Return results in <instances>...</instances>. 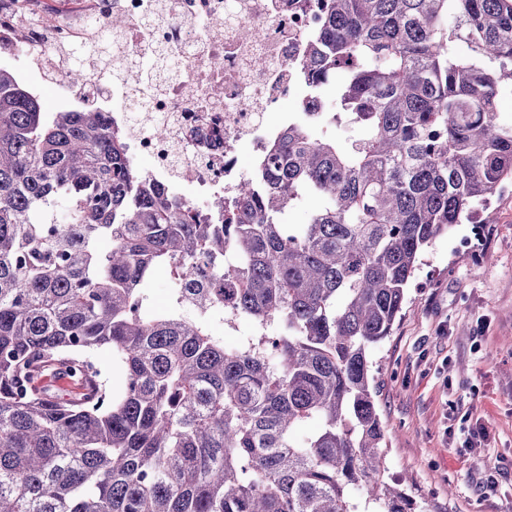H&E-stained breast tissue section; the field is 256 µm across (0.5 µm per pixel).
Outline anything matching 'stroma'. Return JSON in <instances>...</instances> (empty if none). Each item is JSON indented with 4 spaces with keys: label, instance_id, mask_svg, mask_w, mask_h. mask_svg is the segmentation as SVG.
<instances>
[{
    "label": "stroma",
    "instance_id": "obj_1",
    "mask_svg": "<svg viewBox=\"0 0 512 512\" xmlns=\"http://www.w3.org/2000/svg\"><path fill=\"white\" fill-rule=\"evenodd\" d=\"M481 221L477 251L456 247L466 224L427 249L403 318L371 353L386 475L417 512H512V187ZM478 423L480 446L464 447Z\"/></svg>",
    "mask_w": 512,
    "mask_h": 512
}]
</instances>
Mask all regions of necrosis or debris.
<instances>
[{"label":"necrosis or debris","mask_w":512,"mask_h":512,"mask_svg":"<svg viewBox=\"0 0 512 512\" xmlns=\"http://www.w3.org/2000/svg\"><path fill=\"white\" fill-rule=\"evenodd\" d=\"M42 12V0H0V61L47 62L67 104L126 127L130 161L190 204L233 202L239 154L259 160L281 130L266 115L283 100L326 106L296 70L318 24L311 0H87L48 24ZM114 19L112 68L73 85L58 55L89 21Z\"/></svg>","instance_id":"necrosis-or-debris-1"}]
</instances>
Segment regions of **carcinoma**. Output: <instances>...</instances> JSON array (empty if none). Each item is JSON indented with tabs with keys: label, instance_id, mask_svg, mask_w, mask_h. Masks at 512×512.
Here are the masks:
<instances>
[{
	"label": "carcinoma",
	"instance_id": "cac0c4a2",
	"mask_svg": "<svg viewBox=\"0 0 512 512\" xmlns=\"http://www.w3.org/2000/svg\"><path fill=\"white\" fill-rule=\"evenodd\" d=\"M319 8L299 68L317 91L342 73L329 112L288 120L227 210L176 199L103 113L45 112L0 67V512L412 509L385 478L371 351L425 250L512 183V0ZM110 30L67 50L71 79ZM96 359L102 376L108 380L112 391L117 393L121 385V370L112 352L103 350L97 354Z\"/></svg>",
	"mask_w": 512,
	"mask_h": 512
}]
</instances>
